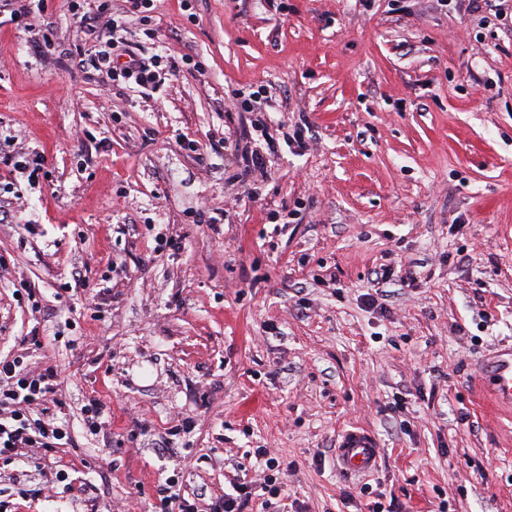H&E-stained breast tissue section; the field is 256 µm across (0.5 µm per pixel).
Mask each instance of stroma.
<instances>
[{
  "label": "stroma",
  "instance_id": "1",
  "mask_svg": "<svg viewBox=\"0 0 512 512\" xmlns=\"http://www.w3.org/2000/svg\"><path fill=\"white\" fill-rule=\"evenodd\" d=\"M107 4L136 53L179 59L156 91L81 66L66 0L29 30L8 20L21 0L0 7V152L39 161L0 164V355L57 369L78 441L1 470L0 499L160 512L165 477L216 501L262 482L267 448L302 512H512V405L478 375L512 347V19L468 0H156L150 39L129 0ZM262 89L303 143H279L252 200L224 101ZM398 266L415 281L377 282ZM94 397L119 419L90 435ZM350 426L378 440L374 472L337 470Z\"/></svg>",
  "mask_w": 512,
  "mask_h": 512
}]
</instances>
